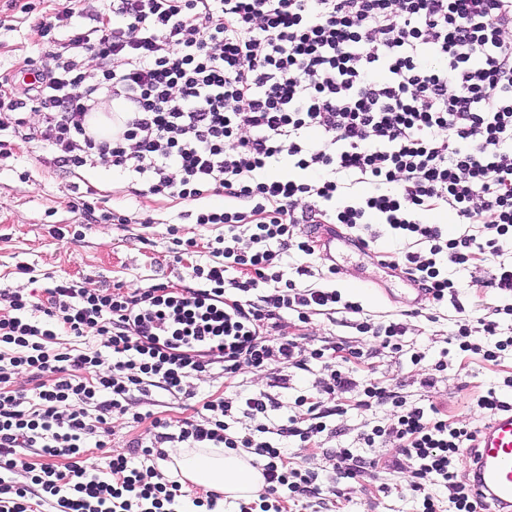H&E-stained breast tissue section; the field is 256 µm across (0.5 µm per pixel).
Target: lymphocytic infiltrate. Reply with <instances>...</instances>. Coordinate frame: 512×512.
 Here are the masks:
<instances>
[{"label":"lymphocytic infiltrate","mask_w":512,"mask_h":512,"mask_svg":"<svg viewBox=\"0 0 512 512\" xmlns=\"http://www.w3.org/2000/svg\"><path fill=\"white\" fill-rule=\"evenodd\" d=\"M117 98L126 103L117 132L91 133L89 117ZM17 139L47 168L108 166L134 195L194 203L185 218L224 232L194 265L196 287L60 280L40 300L0 290V512H178L181 484L132 463L165 458L176 443L253 450L264 485L239 512H288L319 474L290 467L280 439L321 437L350 392L355 408H388L359 439L396 443L413 460L407 486L422 512L446 502L483 512L458 467L476 454L478 428L359 381L352 363L367 351L333 337L302 344L285 315L304 324L358 316L357 330L395 353L405 323L361 320L358 303L285 279L280 265L290 251L322 253V224L366 250L375 222L422 244L377 263L429 305L456 294L445 264H490L512 237V0H109L92 27L55 42L34 79L0 89V156ZM284 163L293 176H273ZM354 183L369 192L352 196ZM213 195L228 205H206ZM437 209L479 235L449 236L426 218ZM457 326L460 352L494 363L512 347L490 317L464 313ZM90 331L101 347L77 346ZM314 361L329 377L298 397L303 417L272 427L270 393L218 397L198 420L153 418L112 457L108 477L86 457L88 446L107 447L113 417L145 420L129 412L132 392L182 394L190 378L216 368L231 378L245 366L272 371V386L284 388ZM240 410L253 429H230ZM30 448L41 462H28ZM329 458L344 479L400 469L354 448Z\"/></svg>","instance_id":"1"}]
</instances>
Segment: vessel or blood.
Segmentation results:
<instances>
[{
    "instance_id": "obj_1",
    "label": "vessel or blood",
    "mask_w": 512,
    "mask_h": 512,
    "mask_svg": "<svg viewBox=\"0 0 512 512\" xmlns=\"http://www.w3.org/2000/svg\"><path fill=\"white\" fill-rule=\"evenodd\" d=\"M478 463L473 478L487 503L497 512L512 507V410L484 426L478 440Z\"/></svg>"
}]
</instances>
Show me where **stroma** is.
<instances>
[{
	"mask_svg": "<svg viewBox=\"0 0 512 512\" xmlns=\"http://www.w3.org/2000/svg\"><path fill=\"white\" fill-rule=\"evenodd\" d=\"M73 6L70 26L57 29L56 37L70 35L72 28L87 23L89 16L102 11L103 0H0V78L13 76L25 64L40 65L49 50L40 23L45 13ZM127 215L131 224H88L82 218V205ZM181 206L178 202L156 196L131 194L127 181L112 169L97 167L81 171L73 178L48 170L25 143H17L15 154L0 159V289L41 290L55 281L72 279L94 288L101 284L121 285L129 289L155 283L175 286L191 284L192 268L207 261L206 243L218 235V228L185 223L183 238L194 239L195 252L175 254L167 234L168 222ZM364 254L353 245L340 243L345 259L337 275L327 272L326 263L312 257L309 282L321 288L339 290L343 297L359 302L372 321L396 319L406 323L405 339L409 346L423 352L420 365H412L409 355L382 351L371 364L359 365V379H377L395 388L412 402L431 400L449 421H467L480 427L482 414L475 403L487 389L499 391L512 403V389L504 380L512 377V349L502 352L497 365L480 356L459 352L452 338L457 332L458 308L480 317L493 307L512 304V298L491 288L472 287L473 279L482 277L480 267H449L448 277L458 287L456 302L415 312L405 295L400 278L388 276L374 258L378 252L414 251L412 241H395L388 228H381ZM33 269V276L19 274V267ZM447 369L436 371L439 360ZM437 373L439 382L432 393H425L416 382L419 371ZM266 373L245 367L233 378L221 370L190 379V396H171L162 391L152 394V404L133 394L137 412H151L162 418L197 419L209 397L242 396L266 390ZM383 411L364 413L348 409L341 416L330 417L335 433L322 436L320 443L300 447L289 443L285 454L291 466L319 469L320 487H328L330 471L324 455L334 448L356 447L357 436L366 423L383 418ZM342 491L333 512H419L420 503L407 490L401 474L385 470L359 482L343 479Z\"/></svg>",
	"mask_w": 512,
	"mask_h": 512,
	"instance_id": "1",
	"label": "stroma"
}]
</instances>
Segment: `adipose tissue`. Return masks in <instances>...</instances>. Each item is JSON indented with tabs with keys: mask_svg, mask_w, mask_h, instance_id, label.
<instances>
[{
	"mask_svg": "<svg viewBox=\"0 0 512 512\" xmlns=\"http://www.w3.org/2000/svg\"><path fill=\"white\" fill-rule=\"evenodd\" d=\"M167 469L180 482L202 486L232 500L254 497L263 477L248 456L227 454L220 448H174Z\"/></svg>",
	"mask_w": 512,
	"mask_h": 512,
	"instance_id": "ef3b65f1",
	"label": "adipose tissue"
}]
</instances>
